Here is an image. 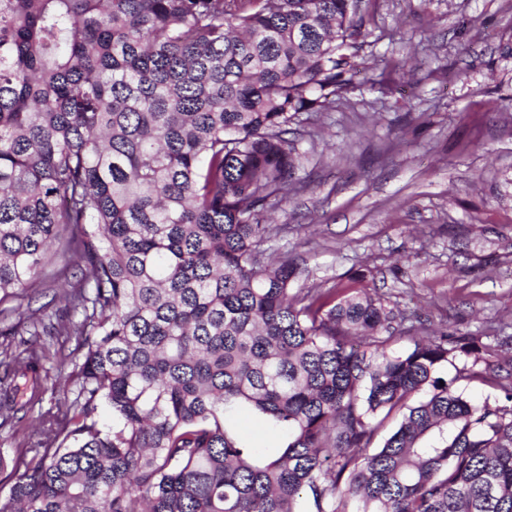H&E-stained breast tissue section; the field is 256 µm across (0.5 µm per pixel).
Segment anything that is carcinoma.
<instances>
[{
    "label": "carcinoma",
    "mask_w": 512,
    "mask_h": 512,
    "mask_svg": "<svg viewBox=\"0 0 512 512\" xmlns=\"http://www.w3.org/2000/svg\"><path fill=\"white\" fill-rule=\"evenodd\" d=\"M369 2L0 0V305L63 237L84 313L44 326L79 336L77 396L0 457V512H512V358L466 333L390 353L377 289L296 288L261 249L289 124L369 68ZM41 359L0 361V417ZM243 426L257 446L269 447L279 441L278 435L271 432L260 419L247 417L243 420Z\"/></svg>",
    "instance_id": "carcinoma-1"
}]
</instances>
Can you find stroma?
<instances>
[{"label": "stroma", "mask_w": 512, "mask_h": 512, "mask_svg": "<svg viewBox=\"0 0 512 512\" xmlns=\"http://www.w3.org/2000/svg\"><path fill=\"white\" fill-rule=\"evenodd\" d=\"M365 52L378 66L292 123L300 159L272 213L273 259L298 286L343 288L356 272L405 317L393 351L425 334L512 339V0H379ZM46 268L23 307L81 322ZM42 388L0 427V455L35 445L39 416L67 409L72 336H43Z\"/></svg>", "instance_id": "obj_1"}]
</instances>
